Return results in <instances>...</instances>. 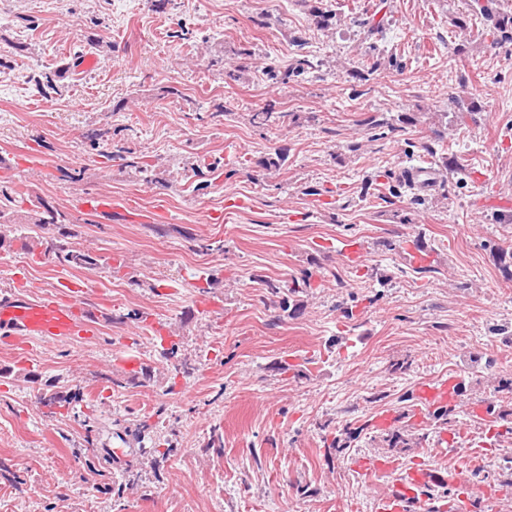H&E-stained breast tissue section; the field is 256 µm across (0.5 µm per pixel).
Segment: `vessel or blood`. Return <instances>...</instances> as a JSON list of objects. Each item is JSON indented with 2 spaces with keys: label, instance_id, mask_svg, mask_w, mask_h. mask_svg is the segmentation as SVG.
<instances>
[{
  "label": "vessel or blood",
  "instance_id": "1",
  "mask_svg": "<svg viewBox=\"0 0 512 512\" xmlns=\"http://www.w3.org/2000/svg\"><path fill=\"white\" fill-rule=\"evenodd\" d=\"M84 289L62 278L53 289L26 295L22 279H13L9 288L0 290V344L29 348L37 341H79L98 336L101 314L84 301ZM454 382L421 385L417 398L422 405L445 403L451 397ZM433 472L411 470L400 482L376 500V512H403L404 504L417 489L431 483Z\"/></svg>",
  "mask_w": 512,
  "mask_h": 512
}]
</instances>
